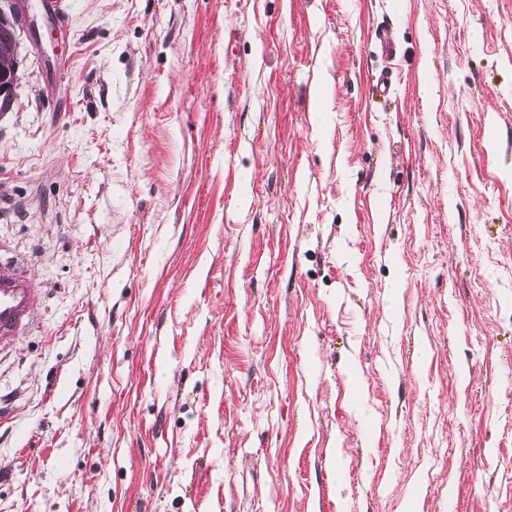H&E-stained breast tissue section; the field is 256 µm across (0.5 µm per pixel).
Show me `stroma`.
Returning a JSON list of instances; mask_svg holds the SVG:
<instances>
[{
    "label": "stroma",
    "mask_w": 512,
    "mask_h": 512,
    "mask_svg": "<svg viewBox=\"0 0 512 512\" xmlns=\"http://www.w3.org/2000/svg\"><path fill=\"white\" fill-rule=\"evenodd\" d=\"M53 2L0 512H512V0Z\"/></svg>",
    "instance_id": "obj_1"
}]
</instances>
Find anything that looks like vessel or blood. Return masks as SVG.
<instances>
[{
	"instance_id": "vessel-or-blood-1",
	"label": "vessel or blood",
	"mask_w": 512,
	"mask_h": 512,
	"mask_svg": "<svg viewBox=\"0 0 512 512\" xmlns=\"http://www.w3.org/2000/svg\"><path fill=\"white\" fill-rule=\"evenodd\" d=\"M38 293L11 262L0 259V347L10 345L34 319Z\"/></svg>"
}]
</instances>
